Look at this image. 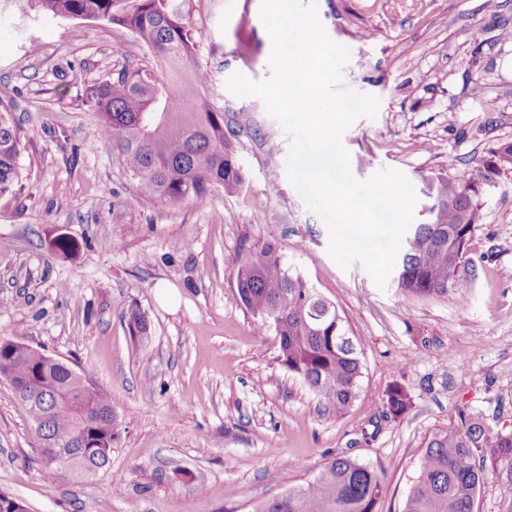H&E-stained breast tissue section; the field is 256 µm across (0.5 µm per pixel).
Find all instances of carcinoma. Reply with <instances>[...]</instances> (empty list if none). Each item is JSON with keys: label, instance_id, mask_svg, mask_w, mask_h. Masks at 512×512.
<instances>
[{"label": "carcinoma", "instance_id": "carcinoma-1", "mask_svg": "<svg viewBox=\"0 0 512 512\" xmlns=\"http://www.w3.org/2000/svg\"><path fill=\"white\" fill-rule=\"evenodd\" d=\"M30 7L54 17L93 19L122 27L144 48L142 59L85 89L97 120L98 143L118 150L141 194L171 206L199 202L222 190L232 196L244 186L234 133L224 111L205 94L206 69L197 61V42L185 17V0H28ZM20 127L10 105L0 100V195L24 190L20 165ZM468 179L439 177L429 183L437 200L430 224L411 228L394 269L402 270L397 288L407 297H437L470 288L465 273L466 245L477 222L479 181L499 170L498 154ZM65 256L79 244L66 235L48 241ZM239 297L252 315L272 325L279 338L277 362L301 379L325 409L340 416L358 398L363 364L335 305L283 263L275 234L248 256L237 273ZM132 336L143 340L144 313L128 316ZM11 338L0 337V376L33 384L22 400L34 426L73 458L64 466L45 465L51 483L87 474L82 442L105 430L85 420L84 406L112 407L109 395L84 373L40 352L13 354ZM411 398L394 384L386 391L385 416L403 414ZM512 481V432L492 430L483 418L460 411L456 423L435 433L419 458L403 512H474L482 485L491 477ZM384 472L350 456L325 463L306 483L260 504L256 512H375Z\"/></svg>", "mask_w": 512, "mask_h": 512}]
</instances>
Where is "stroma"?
<instances>
[{
	"label": "stroma",
	"instance_id": "1",
	"mask_svg": "<svg viewBox=\"0 0 512 512\" xmlns=\"http://www.w3.org/2000/svg\"><path fill=\"white\" fill-rule=\"evenodd\" d=\"M318 0L350 48L345 83L380 98L344 133L353 176L401 171L413 221H432L427 178L470 177L512 142V0ZM261 0H187L206 94L235 132L245 184L171 207L145 199L118 151L96 147L87 85L141 58L128 30L0 6V99L22 129L26 189L0 196V336L84 372L112 400L120 439L105 474L46 485L32 422L0 383V493L27 512H255L347 455L378 466L375 512H402L429 437L481 413L512 431V169L480 182L465 295L408 298L341 268L287 176L289 137L262 101L226 87L269 77ZM64 232L75 256L53 251ZM276 233L291 272L344 318L363 354L359 396L325 412L276 360L272 326L241 303L237 270ZM172 289L175 302L157 298ZM148 337L134 340L130 308ZM402 415L383 417L393 384ZM411 398L405 388L399 384H393L386 391V418L390 415L403 414L410 406Z\"/></svg>",
	"mask_w": 512,
	"mask_h": 512
}]
</instances>
